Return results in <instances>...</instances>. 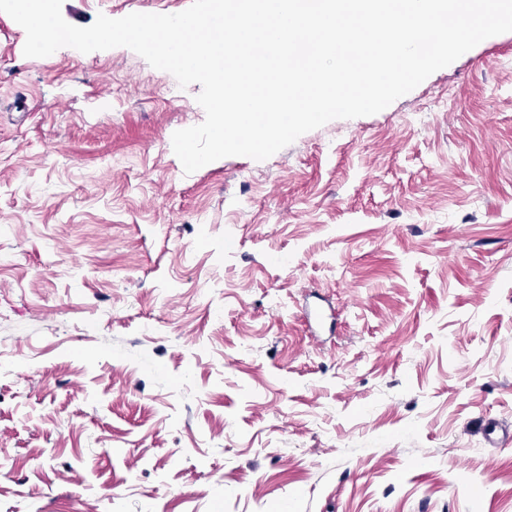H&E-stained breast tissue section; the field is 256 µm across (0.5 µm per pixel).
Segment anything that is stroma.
<instances>
[{"label":"stroma","mask_w":512,"mask_h":512,"mask_svg":"<svg viewBox=\"0 0 512 512\" xmlns=\"http://www.w3.org/2000/svg\"><path fill=\"white\" fill-rule=\"evenodd\" d=\"M25 40L0 13V512H512V32L190 174L200 84Z\"/></svg>","instance_id":"35a3bbf8"}]
</instances>
